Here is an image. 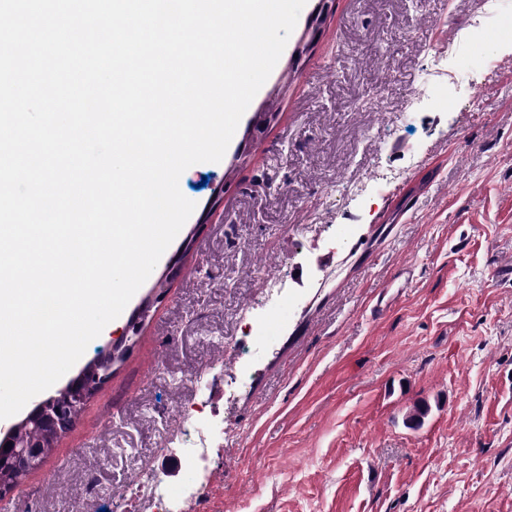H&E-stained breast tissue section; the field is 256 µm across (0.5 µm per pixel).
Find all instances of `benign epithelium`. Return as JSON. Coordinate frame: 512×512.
Wrapping results in <instances>:
<instances>
[{
  "instance_id": "obj_1",
  "label": "benign epithelium",
  "mask_w": 512,
  "mask_h": 512,
  "mask_svg": "<svg viewBox=\"0 0 512 512\" xmlns=\"http://www.w3.org/2000/svg\"><path fill=\"white\" fill-rule=\"evenodd\" d=\"M120 358V350L97 358L79 370L70 379L60 394L51 395L36 404L27 414L28 422L34 424L40 435L18 442L13 439L16 426L0 431V471L12 478L9 483H0V495L6 496L34 467L47 456V448L66 433L74 421V408L88 401L107 381L112 364Z\"/></svg>"
}]
</instances>
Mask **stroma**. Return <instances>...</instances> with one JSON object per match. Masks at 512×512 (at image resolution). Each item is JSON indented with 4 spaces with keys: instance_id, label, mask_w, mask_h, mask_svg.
<instances>
[{
    "instance_id": "obj_1",
    "label": "stroma",
    "mask_w": 512,
    "mask_h": 512,
    "mask_svg": "<svg viewBox=\"0 0 512 512\" xmlns=\"http://www.w3.org/2000/svg\"><path fill=\"white\" fill-rule=\"evenodd\" d=\"M482 8L307 0L222 161L180 177L196 236L82 359L158 288L131 349L0 512H155L145 464L180 512H512V41L474 45L452 105L415 96ZM164 418L211 433L202 498Z\"/></svg>"
}]
</instances>
